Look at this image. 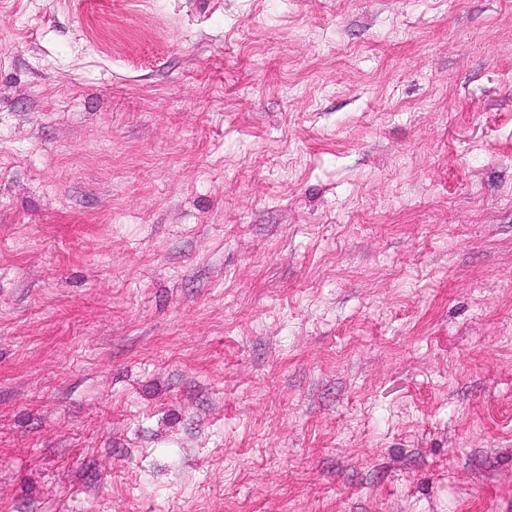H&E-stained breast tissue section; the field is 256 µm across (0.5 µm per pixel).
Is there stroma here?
Here are the masks:
<instances>
[{
  "label": "stroma",
  "mask_w": 512,
  "mask_h": 512,
  "mask_svg": "<svg viewBox=\"0 0 512 512\" xmlns=\"http://www.w3.org/2000/svg\"><path fill=\"white\" fill-rule=\"evenodd\" d=\"M0 512H512V0H0Z\"/></svg>",
  "instance_id": "1"
}]
</instances>
